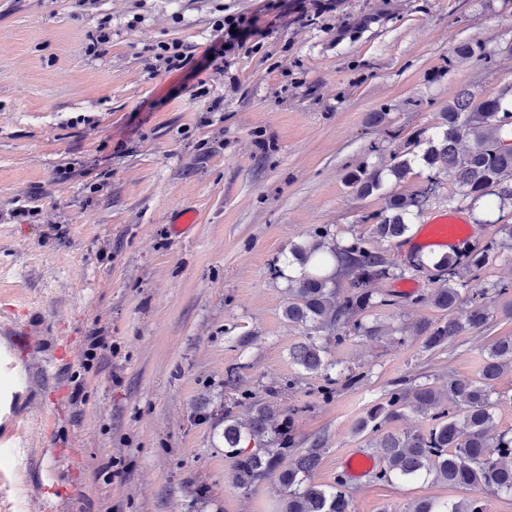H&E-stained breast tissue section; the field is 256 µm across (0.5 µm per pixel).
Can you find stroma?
<instances>
[{"label":"stroma","instance_id":"35a3bbf8","mask_svg":"<svg viewBox=\"0 0 512 512\" xmlns=\"http://www.w3.org/2000/svg\"><path fill=\"white\" fill-rule=\"evenodd\" d=\"M300 0H0V512H281L277 475L251 494L231 483L224 404L293 380L278 401L298 447L321 443L312 479L374 451L365 413L404 377L445 390L478 379L494 340L512 336V292L489 296V325L425 349L415 303L428 273L376 281L400 305L374 308L373 337L329 346L334 385L294 363L306 331L288 322L291 244L319 226L368 233L387 190L367 197L359 169L387 171L407 140L431 137L460 88L512 103V0H336L314 23ZM251 25L234 35L218 18ZM110 19L112 40L95 41ZM136 28H128V21ZM179 40L189 65L158 68ZM481 56H458L460 44ZM224 47V71L209 56ZM219 111H211L213 101ZM197 222L168 232L181 210ZM470 245L499 244L467 292L512 283V246L483 205H457ZM104 329L110 349L88 358ZM238 368L235 385L227 372ZM352 512H412L424 498L512 495L432 480H348Z\"/></svg>","mask_w":512,"mask_h":512}]
</instances>
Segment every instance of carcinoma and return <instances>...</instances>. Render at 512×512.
<instances>
[{"label":"carcinoma","mask_w":512,"mask_h":512,"mask_svg":"<svg viewBox=\"0 0 512 512\" xmlns=\"http://www.w3.org/2000/svg\"><path fill=\"white\" fill-rule=\"evenodd\" d=\"M437 129L420 155L432 175L414 190L389 194L386 214L367 216L373 221L371 236L353 233L339 241L327 228L319 227L309 240L289 250L288 265L298 264L300 272L287 278L283 315L307 330L306 340L293 348L291 356L305 371L324 374L329 385L335 383L329 374L335 364L325 357L326 345L342 343L350 336L377 335L378 328L367 323L365 313L396 306L395 300L369 288L391 276V265L375 243L406 234L411 217L422 211L433 194L434 176L445 174L457 188V193L448 195L450 206L467 199L474 205L493 196L495 200L486 204L492 211L512 201V111L503 108L501 97L477 100L464 89L440 112ZM469 136L472 146L460 150V142ZM413 154L406 147L392 158L389 172L396 182L410 173ZM348 186L367 196L380 188V177L376 171L360 169L349 175ZM496 247L494 241L481 248L466 246L411 265L415 271L427 270L438 283L414 303H429L446 312L444 319L417 327L428 348L441 347L466 330L489 324L492 315L484 296H462L459 270L482 269ZM339 272L352 278L350 290L342 295L336 288ZM511 369L512 336H501L491 345L480 380H449L445 398L428 384L392 382L385 403L368 411L358 425L359 432L380 437L384 466L375 472V479L413 481L432 476L451 487L481 486L493 494L512 495V434L500 433L494 439L489 435L493 386ZM282 389L280 384L266 387L261 395L243 391L224 407V452L233 458V486L248 494L276 472L284 497L283 512H351L344 476H336L331 485L312 481L322 449L296 448L288 411L276 402ZM238 408L246 410V420L239 419ZM408 409L429 418L430 427L412 434L391 430L389 425ZM285 461L286 468L282 467ZM413 512H488V508L477 499L453 503L423 500Z\"/></svg>","instance_id":"carcinoma-1"}]
</instances>
